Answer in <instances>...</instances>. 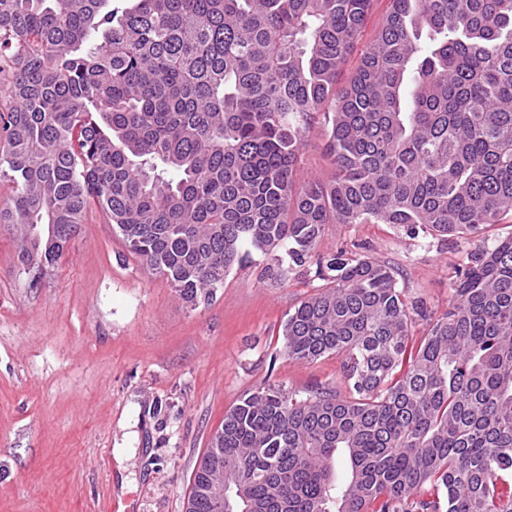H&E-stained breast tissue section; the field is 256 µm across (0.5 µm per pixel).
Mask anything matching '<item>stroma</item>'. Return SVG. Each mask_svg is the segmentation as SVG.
I'll return each mask as SVG.
<instances>
[{
    "label": "stroma",
    "instance_id": "obj_1",
    "mask_svg": "<svg viewBox=\"0 0 512 512\" xmlns=\"http://www.w3.org/2000/svg\"><path fill=\"white\" fill-rule=\"evenodd\" d=\"M325 143L315 124L299 181L332 175ZM510 234L509 217L481 242ZM481 242L332 224L285 277L257 256L192 305L143 269L99 208L35 287L17 236L0 228V512H186L199 461L246 392L267 379L341 389V357L282 354L280 325L319 286L318 258L346 249L384 263L407 300L440 313Z\"/></svg>",
    "mask_w": 512,
    "mask_h": 512
}]
</instances>
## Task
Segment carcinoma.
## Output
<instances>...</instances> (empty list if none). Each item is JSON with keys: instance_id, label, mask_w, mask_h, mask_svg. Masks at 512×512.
<instances>
[{"instance_id": "obj_1", "label": "carcinoma", "mask_w": 512, "mask_h": 512, "mask_svg": "<svg viewBox=\"0 0 512 512\" xmlns=\"http://www.w3.org/2000/svg\"><path fill=\"white\" fill-rule=\"evenodd\" d=\"M373 2L0 0V226L21 273L36 285L92 204L192 305L252 253L279 277L306 264L330 224L473 239L512 214V0H389L338 91ZM321 114L335 173L299 186ZM317 273L284 354L343 356L346 392L246 393L187 512H512V235L468 253L437 316L368 257Z\"/></svg>"}]
</instances>
